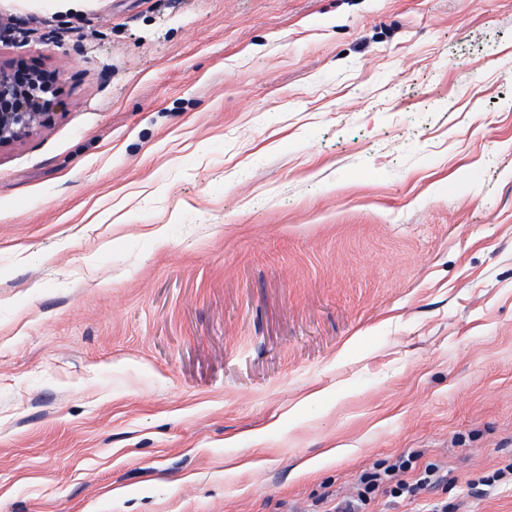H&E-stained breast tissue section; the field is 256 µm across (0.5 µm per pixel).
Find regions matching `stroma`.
<instances>
[{"label": "stroma", "mask_w": 512, "mask_h": 512, "mask_svg": "<svg viewBox=\"0 0 512 512\" xmlns=\"http://www.w3.org/2000/svg\"><path fill=\"white\" fill-rule=\"evenodd\" d=\"M0 29L62 79L0 147V512H331L401 456L441 483L365 512H512V0Z\"/></svg>", "instance_id": "stroma-1"}]
</instances>
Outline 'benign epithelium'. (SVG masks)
<instances>
[{
    "label": "benign epithelium",
    "instance_id": "7a95c632",
    "mask_svg": "<svg viewBox=\"0 0 512 512\" xmlns=\"http://www.w3.org/2000/svg\"><path fill=\"white\" fill-rule=\"evenodd\" d=\"M18 63H0V146L37 133L57 105L51 80L33 71L24 84L16 80Z\"/></svg>",
    "mask_w": 512,
    "mask_h": 512
}]
</instances>
